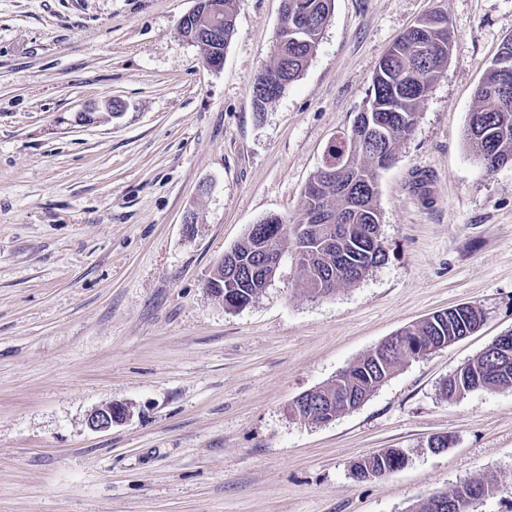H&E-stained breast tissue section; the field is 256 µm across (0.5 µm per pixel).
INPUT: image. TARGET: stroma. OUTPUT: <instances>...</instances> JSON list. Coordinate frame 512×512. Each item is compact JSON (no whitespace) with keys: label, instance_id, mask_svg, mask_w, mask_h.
Segmentation results:
<instances>
[{"label":"stroma","instance_id":"1","mask_svg":"<svg viewBox=\"0 0 512 512\" xmlns=\"http://www.w3.org/2000/svg\"><path fill=\"white\" fill-rule=\"evenodd\" d=\"M195 5L0 0V512H416L475 477L499 487L475 512H512V389L442 393L512 332V167L487 172L464 139L512 0H334L306 68L261 110L282 0H234L217 70L180 34ZM433 10L452 48L378 177L385 263L317 297L287 252L225 309L206 287L224 253L263 218L297 219L383 54ZM464 303L485 314L476 332L405 360L355 410L289 414ZM110 403L127 418L91 431ZM389 448L401 469L353 475Z\"/></svg>","mask_w":512,"mask_h":512}]
</instances>
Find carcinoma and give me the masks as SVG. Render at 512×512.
<instances>
[{"mask_svg": "<svg viewBox=\"0 0 512 512\" xmlns=\"http://www.w3.org/2000/svg\"><path fill=\"white\" fill-rule=\"evenodd\" d=\"M221 8L224 42L203 43V50L223 55L235 32L233 0H205L195 9L192 30L207 34L210 16L204 5ZM333 0H286L283 14L288 28L279 29L275 39V58L255 80L270 83L269 94L254 96L257 108L280 96L299 78L316 49L328 22ZM451 35L448 18L433 12L411 27L401 44L388 56L386 66L376 71L369 89L367 107L371 124L363 116L354 120L355 136L329 145L330 159L341 161L334 169L317 170L307 184L301 201V216L312 215L311 233L285 234L282 223L268 218L252 225L244 240L233 247L239 268L238 277L217 267L207 288L231 303L250 302L274 277L266 266L265 253L291 246L302 271V285L315 296H326L340 284L354 283L386 261L380 239V211L377 205V176L388 167L398 144L414 129L419 107L428 89L448 65ZM415 72L420 81L407 83L401 76ZM498 72L489 67L474 92L475 106L466 128V139L481 165L489 171L512 166V94L495 98L488 88L496 83ZM482 309L463 304L456 312L409 326L399 344L376 358L366 355L345 368L330 384L310 393L321 403L307 413L313 422L324 413L343 412L342 398L366 400L388 379L409 352L437 350L453 336L477 329L476 314ZM460 390L469 393L487 388H512V342L491 345L463 365L459 373ZM402 451L396 448L364 457L354 464L358 478L382 473L401 464ZM491 484L473 478L449 492L442 501L429 497L418 512H474L482 491Z\"/></svg>", "mask_w": 512, "mask_h": 512, "instance_id": "cac0c4a2", "label": "carcinoma"}]
</instances>
